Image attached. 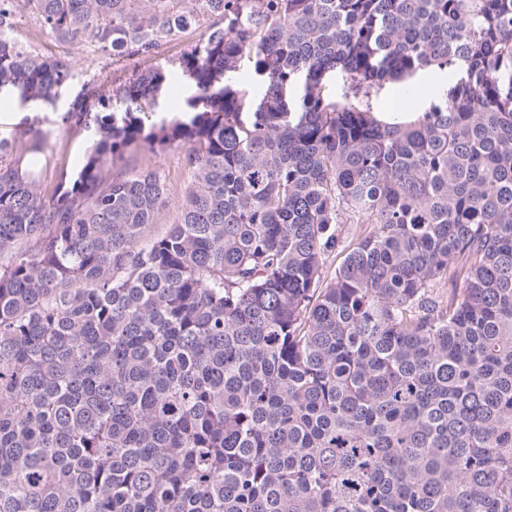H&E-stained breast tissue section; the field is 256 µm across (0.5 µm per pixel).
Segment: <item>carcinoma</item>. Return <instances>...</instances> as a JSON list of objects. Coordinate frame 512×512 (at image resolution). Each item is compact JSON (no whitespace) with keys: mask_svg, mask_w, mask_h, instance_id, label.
Returning a JSON list of instances; mask_svg holds the SVG:
<instances>
[{"mask_svg":"<svg viewBox=\"0 0 512 512\" xmlns=\"http://www.w3.org/2000/svg\"><path fill=\"white\" fill-rule=\"evenodd\" d=\"M24 13L114 62L202 33L72 104L49 196L38 120L0 133V512H512V0H0V93L51 104L72 62ZM171 147L155 236L163 177L115 163ZM451 79L452 73L448 70L429 69L418 75L415 79L416 87L423 89V92L416 102V108H428L441 95L442 89L447 87ZM195 88L181 81L178 78L174 81L167 90V95L162 96L156 106L153 109L155 114L149 113V119L151 121H159L162 118H171L174 115L179 114L182 110L184 99L192 96L195 93ZM403 88L404 86L400 83L387 82L373 93L370 103L373 112H376L374 115L378 119L385 121L379 115L392 122L403 118L402 114H398V112H404L403 109L394 106L396 101L402 99ZM377 113L380 114L377 115ZM127 163L143 169H158L168 186L166 207L155 224V232L162 233L179 214L184 203V190L191 181V173L183 163V151L173 147L157 156L136 152L128 155Z\"/></svg>","mask_w":512,"mask_h":512,"instance_id":"obj_1","label":"carcinoma"}]
</instances>
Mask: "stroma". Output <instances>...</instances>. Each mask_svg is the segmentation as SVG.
Listing matches in <instances>:
<instances>
[{
	"instance_id": "obj_1",
	"label": "stroma",
	"mask_w": 512,
	"mask_h": 512,
	"mask_svg": "<svg viewBox=\"0 0 512 512\" xmlns=\"http://www.w3.org/2000/svg\"><path fill=\"white\" fill-rule=\"evenodd\" d=\"M18 29L23 44L29 49L48 56L66 58L74 63L72 78L62 88L55 106H40L34 110L41 120L39 128L45 138V148L54 157L53 165L43 172L38 183L39 191L45 195L51 194L57 186L60 171L76 175L84 162L87 132L73 131L61 121L77 93L90 89L111 94L115 84L134 72L155 67L159 60L177 58L200 36L199 31L190 30L180 39L163 47L158 57L116 63L106 55L92 56L83 45L56 41L43 32L32 17H21ZM127 161L139 168L158 169L165 179L168 186L166 207L160 216L159 225L155 227L156 232H163L165 226L171 224L179 214L184 203V190L191 180V174L183 163L182 149L173 147L156 156L136 152L128 155Z\"/></svg>"
}]
</instances>
